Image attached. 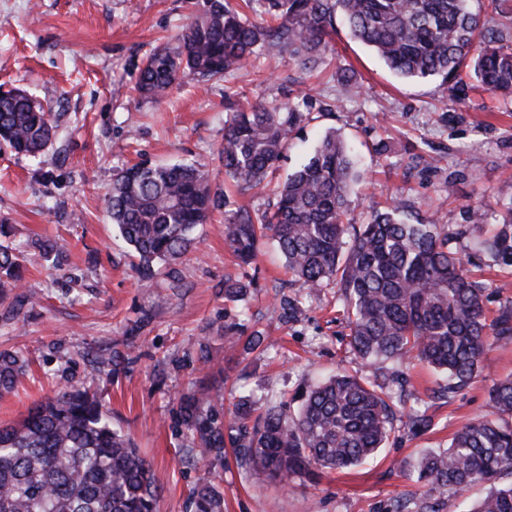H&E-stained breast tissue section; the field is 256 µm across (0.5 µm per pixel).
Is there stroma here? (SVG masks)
I'll use <instances>...</instances> for the list:
<instances>
[{"mask_svg":"<svg viewBox=\"0 0 512 512\" xmlns=\"http://www.w3.org/2000/svg\"><path fill=\"white\" fill-rule=\"evenodd\" d=\"M195 2L0 0V86L27 90L59 118L42 159L0 149V219L24 252L17 294L0 301V351L24 359L14 388L0 393V424L61 389L95 385L113 427L148 461L161 491L159 512H194L191 492L206 477L222 493L224 512H393L402 497L408 512L425 505L463 512L483 487L440 492L423 504L398 466L447 447L455 431L489 412L493 382L512 375V344L485 351L481 376L449 398L437 396L439 377L429 368L405 367L430 424L400 432L359 466L298 476L283 488L241 467L230 447L223 464L212 465L177 421L181 396L195 395L229 419L240 396L277 405L339 369H356L342 303L332 288L311 296L282 290L288 275L273 245L255 264L236 265L220 214L177 264L178 284L163 276L140 280L106 198L114 169L138 162H192L223 189L226 90L282 104L305 100L311 112L271 182L284 180L325 132L336 131L357 161L351 222L364 223L390 197L401 200L408 223L439 217L456 232L494 314L512 305V265L478 242L498 232L500 212L512 203V112L473 85L452 100L436 82L397 77L340 24L330 36L332 61L310 73L261 54L227 82L191 80L160 101L140 100L132 87L143 59L179 32ZM346 69L363 84L359 97L340 93L336 75ZM477 206L486 223L469 220ZM46 238L58 245L60 269L38 257ZM229 277L250 280L246 300L225 299ZM284 292L302 299L290 322L279 310ZM257 330L275 348L243 353Z\"/></svg>","mask_w":512,"mask_h":512,"instance_id":"1","label":"stroma"}]
</instances>
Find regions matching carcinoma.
<instances>
[{
	"instance_id": "obj_1",
	"label": "carcinoma",
	"mask_w": 512,
	"mask_h": 512,
	"mask_svg": "<svg viewBox=\"0 0 512 512\" xmlns=\"http://www.w3.org/2000/svg\"><path fill=\"white\" fill-rule=\"evenodd\" d=\"M263 15L242 13L231 0H197L196 14L138 69L136 89L158 100L178 82L227 80L259 54L288 55L305 71L332 53L336 17L396 75L435 80L452 99L465 78L512 105V40L487 26L473 0H263ZM300 104L244 100L225 113L219 149L224 179L240 190L260 186L288 150ZM55 120L26 92L0 96V139L36 157L51 145ZM357 175L343 140L327 132L313 155L276 189L271 210L232 206L213 191L209 173L188 163L134 164L117 171L107 206L112 223L137 259L144 280L177 263L194 231L224 211V242L239 265L253 264L270 241L292 281L316 294L337 288L353 354L366 374L340 373L303 393L297 413L260 407L240 397L230 438L256 472L281 487L296 475L359 465L396 430L395 402L413 396L391 385L399 368L417 360L443 376L452 396L483 372L481 358L512 342V307L488 318L485 288L471 280L448 226L435 219L406 224L391 199L358 226L344 223ZM480 247L512 264V206L498 233ZM40 258L60 267L57 246L39 243ZM21 252L0 242V288L20 278ZM249 285L228 278L224 297L238 300ZM22 369L0 352V391ZM490 413L460 428L447 448L428 452L403 476L426 496L487 486L469 512H512V376L489 391ZM182 425L202 457L224 460V427L213 408L192 398L179 404ZM195 512H224V497L205 482L192 491ZM150 465L131 440L112 428L97 394L63 390L35 404L21 420L0 425V512H158Z\"/></svg>"
}]
</instances>
